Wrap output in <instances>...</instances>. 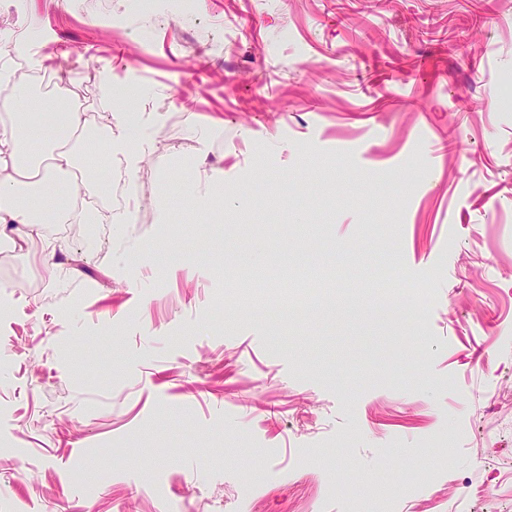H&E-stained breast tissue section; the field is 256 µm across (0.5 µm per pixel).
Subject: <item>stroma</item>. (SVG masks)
Segmentation results:
<instances>
[{"mask_svg": "<svg viewBox=\"0 0 512 512\" xmlns=\"http://www.w3.org/2000/svg\"><path fill=\"white\" fill-rule=\"evenodd\" d=\"M2 50L149 144L130 223L0 251V512H512V0H0ZM426 292L423 289L416 287L406 288L401 295L390 302L391 310L398 315L416 317L417 307L425 297ZM409 296L407 301L403 297Z\"/></svg>", "mask_w": 512, "mask_h": 512, "instance_id": "stroma-1", "label": "stroma"}]
</instances>
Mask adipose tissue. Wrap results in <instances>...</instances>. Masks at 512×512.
<instances>
[{
    "mask_svg": "<svg viewBox=\"0 0 512 512\" xmlns=\"http://www.w3.org/2000/svg\"><path fill=\"white\" fill-rule=\"evenodd\" d=\"M70 82L60 79L51 95L16 81L10 60L0 59V224L21 228L24 236L44 230L45 216L56 211L59 222L83 223L64 206L60 176L98 184L112 173L114 148L134 150L143 132L130 113H105L92 137V149L77 150L76 134L87 125L84 113L70 108Z\"/></svg>",
    "mask_w": 512,
    "mask_h": 512,
    "instance_id": "1",
    "label": "adipose tissue"
}]
</instances>
